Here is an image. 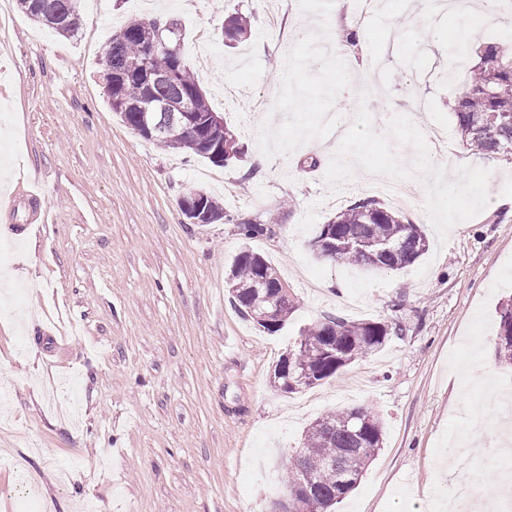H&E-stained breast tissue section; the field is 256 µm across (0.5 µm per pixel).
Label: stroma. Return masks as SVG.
Masks as SVG:
<instances>
[{
    "label": "stroma",
    "instance_id": "35a3bbf8",
    "mask_svg": "<svg viewBox=\"0 0 512 512\" xmlns=\"http://www.w3.org/2000/svg\"><path fill=\"white\" fill-rule=\"evenodd\" d=\"M252 17L251 36L224 45L225 15ZM403 49L374 77L370 112L420 113L447 138L430 143L447 165L465 149L455 135L456 67L465 78L479 50L512 47V0H494L463 56L419 48L441 22L414 0ZM79 39L55 35L0 0V512H17L18 471L37 512H270L288 493L282 462L306 427L339 407L366 406L384 443L335 512H438L463 480L495 496L505 465L496 450L512 426L483 434L482 452L447 463L469 433L482 383L512 392L495 357L496 312L512 296V208L483 209L439 243L425 185L401 180L399 210L422 226L429 249L381 274L318 257L324 222L359 198H388L386 179L360 169L340 186L330 152L314 142L262 157L260 126L275 108L294 30L318 32L297 0H101L86 6ZM178 20L185 61L244 153L219 167L142 138L108 107L101 61L112 32L132 17ZM42 192L45 221L29 219L25 188ZM199 189L224 205L214 224H188L180 197ZM269 233L244 240L242 223ZM280 272L297 308L270 335L231 305L228 278L243 243ZM327 314L399 324L403 333L297 394L270 388L279 356ZM57 324L52 348L40 330Z\"/></svg>",
    "mask_w": 512,
    "mask_h": 512
}]
</instances>
